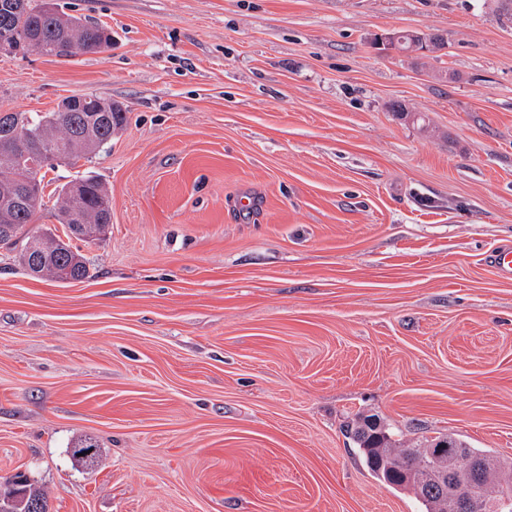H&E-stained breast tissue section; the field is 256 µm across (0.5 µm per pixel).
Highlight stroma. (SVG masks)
I'll return each mask as SVG.
<instances>
[{"instance_id": "1", "label": "stroma", "mask_w": 512, "mask_h": 512, "mask_svg": "<svg viewBox=\"0 0 512 512\" xmlns=\"http://www.w3.org/2000/svg\"><path fill=\"white\" fill-rule=\"evenodd\" d=\"M52 2L112 46L0 54V111L98 95L126 114L46 173L108 188L88 278L0 247V480L24 472L49 512H422L346 437L359 413L512 459L498 0ZM393 31L446 44L376 45ZM98 445L94 442L93 438L85 437L78 441L73 449L71 450V456L74 462L86 469H93L98 466L99 463V454H98ZM78 453H83V456H78ZM90 459L93 463V466L87 463V460Z\"/></svg>"}]
</instances>
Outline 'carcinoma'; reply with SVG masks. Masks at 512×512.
Segmentation results:
<instances>
[{
	"label": "carcinoma",
	"instance_id": "obj_1",
	"mask_svg": "<svg viewBox=\"0 0 512 512\" xmlns=\"http://www.w3.org/2000/svg\"><path fill=\"white\" fill-rule=\"evenodd\" d=\"M21 44L25 54H46L47 47L73 42L76 54H96L112 43L109 30L77 16L58 13L49 0H0V39ZM68 112H0V244L18 250V262L29 275L62 283L80 282L89 276L87 260L71 241L87 240L104 233L112 223V207L105 185L91 172L44 195L42 170L48 162L62 160L74 166L89 159L112 141L123 123L122 106L112 102L105 112L86 107L83 97H74ZM54 200L53 216L64 227L63 235L32 232L27 225ZM378 417L358 414L346 425L372 474L393 489L410 490L425 512H442V502L451 495L452 484L434 473L414 468L415 453L440 456L439 467L451 460L457 481L483 463L482 478L493 492L512 494V482L492 483L512 462L472 448L446 434L428 439L420 448H404L392 439L389 427L373 434ZM74 462L86 469L98 466V445L93 438L78 441L71 450Z\"/></svg>",
	"mask_w": 512,
	"mask_h": 512
}]
</instances>
